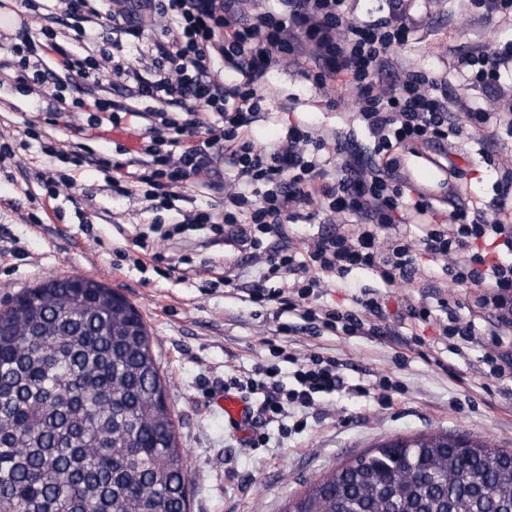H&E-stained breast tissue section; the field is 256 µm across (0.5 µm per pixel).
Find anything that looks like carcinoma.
Masks as SVG:
<instances>
[{"label":"carcinoma","mask_w":512,"mask_h":512,"mask_svg":"<svg viewBox=\"0 0 512 512\" xmlns=\"http://www.w3.org/2000/svg\"><path fill=\"white\" fill-rule=\"evenodd\" d=\"M153 337L126 297L54 278L0 309V512H189ZM285 512H512V450L393 440Z\"/></svg>","instance_id":"carcinoma-1"}]
</instances>
